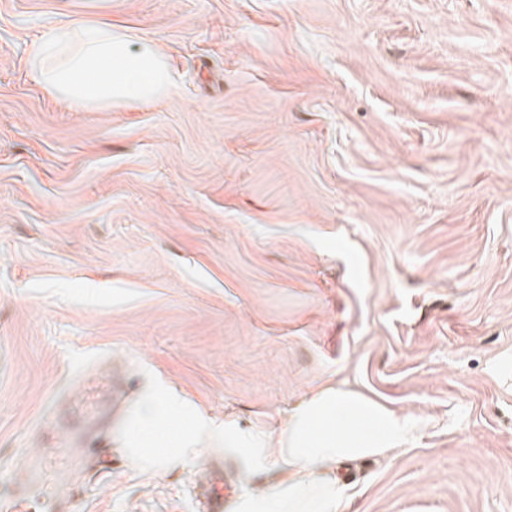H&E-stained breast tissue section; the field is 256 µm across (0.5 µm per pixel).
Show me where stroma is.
I'll use <instances>...</instances> for the list:
<instances>
[{
    "label": "stroma",
    "instance_id": "35a3bbf8",
    "mask_svg": "<svg viewBox=\"0 0 512 512\" xmlns=\"http://www.w3.org/2000/svg\"><path fill=\"white\" fill-rule=\"evenodd\" d=\"M153 43L171 91L76 110L52 28ZM111 364L112 464L74 512H201L288 475L263 437L326 382L409 417L340 512H512V0H0V489ZM169 388L215 432L148 473L120 442ZM223 478L215 475L212 483L202 487L203 508L205 512H224V491L220 486Z\"/></svg>",
    "mask_w": 512,
    "mask_h": 512
}]
</instances>
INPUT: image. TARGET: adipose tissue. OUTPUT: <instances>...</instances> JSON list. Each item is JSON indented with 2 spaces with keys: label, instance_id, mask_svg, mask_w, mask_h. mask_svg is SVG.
Wrapping results in <instances>:
<instances>
[{
  "label": "adipose tissue",
  "instance_id": "adipose-tissue-1",
  "mask_svg": "<svg viewBox=\"0 0 512 512\" xmlns=\"http://www.w3.org/2000/svg\"><path fill=\"white\" fill-rule=\"evenodd\" d=\"M75 38L80 51L58 69H45V55ZM29 69L52 93L79 108L151 100L172 87L171 71L151 43L135 46L110 29L80 21L55 27L33 45ZM206 432L203 422L184 417L166 393L153 391L139 402L128 426L127 451L147 471L186 465ZM409 432V418L388 406L339 383L323 385L269 438L229 436L232 447L253 449L288 473L281 490L245 496L240 512H339L346 482L338 467L385 455Z\"/></svg>",
  "mask_w": 512,
  "mask_h": 512
}]
</instances>
